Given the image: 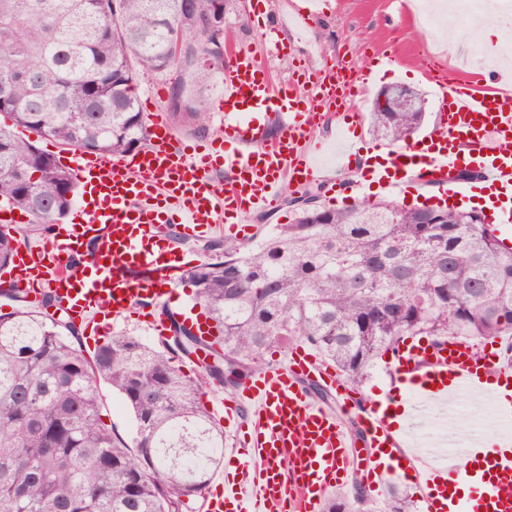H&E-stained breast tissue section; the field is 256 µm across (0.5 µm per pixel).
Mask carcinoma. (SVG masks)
I'll use <instances>...</instances> for the list:
<instances>
[{"label": "carcinoma", "mask_w": 512, "mask_h": 512, "mask_svg": "<svg viewBox=\"0 0 512 512\" xmlns=\"http://www.w3.org/2000/svg\"><path fill=\"white\" fill-rule=\"evenodd\" d=\"M245 22L237 0H0V113L39 137L124 155L147 143L148 114L135 86L145 72L175 73L164 109L196 133L208 129L207 91L224 70V40L206 21ZM422 112L381 108L370 127L407 142ZM293 222L258 251L207 241V260L185 271L211 339L171 316L150 345L113 335L87 356L80 329L54 292L30 307L19 293L0 312V512H188L224 459V429L204 389L235 391L263 353L305 344L357 386L407 339L512 336V248L479 212L356 202L326 208L311 188ZM75 181L36 142L0 126V198L39 230L69 211ZM18 239L0 225V271ZM212 356L194 376L179 359ZM130 412L123 437L102 418L101 385ZM356 512H381L354 482ZM388 512H415L394 490Z\"/></svg>", "instance_id": "obj_1"}]
</instances>
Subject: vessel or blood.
<instances>
[{
  "instance_id": "vessel-or-blood-1",
  "label": "vessel or blood",
  "mask_w": 512,
  "mask_h": 512,
  "mask_svg": "<svg viewBox=\"0 0 512 512\" xmlns=\"http://www.w3.org/2000/svg\"><path fill=\"white\" fill-rule=\"evenodd\" d=\"M382 76L379 70L336 64L304 73L305 92H275L252 53L240 50L224 73L214 138H179L156 111L149 115L150 140L136 152L60 154V164L81 188L80 203L90 220L59 224L50 239L18 244L13 267L0 273V293L19 291L34 302L50 290L70 319L93 323L130 315L153 335L167 336L165 309L175 301L182 272L199 258L171 247L164 226L175 225L186 241L216 231L248 240L252 227L246 217L268 211L284 182H322L323 145L314 131L326 115L319 104L347 101L355 89ZM426 77L440 102L438 129L383 150L380 162L357 168L353 150L361 123L337 113V192L352 193L365 183L403 191L417 179L433 186L436 202L444 204L462 194L449 174L469 168L500 201L495 218L511 233L512 93L499 89L500 75L484 67L462 77L440 68ZM217 169L228 172L227 181L214 180ZM391 374L389 400L401 406L412 393L424 402L471 394L496 399V383L512 382V362L497 353L479 355L467 341L448 340L431 349L406 345L393 358ZM312 382L333 397L334 406L315 400ZM211 407L234 439L239 468L225 473L218 496L206 500L207 512H320L324 496L340 485L363 446L386 452L385 460L368 462L374 482L414 472L424 512H512L511 437L502 439L505 452L498 456L473 440L468 461L482 487L476 498L464 500L457 494L460 467L445 464L440 485L430 472L414 471L381 403L356 404L344 381L303 347L274 368L257 369L235 394ZM351 420L361 436L348 430Z\"/></svg>"
}]
</instances>
